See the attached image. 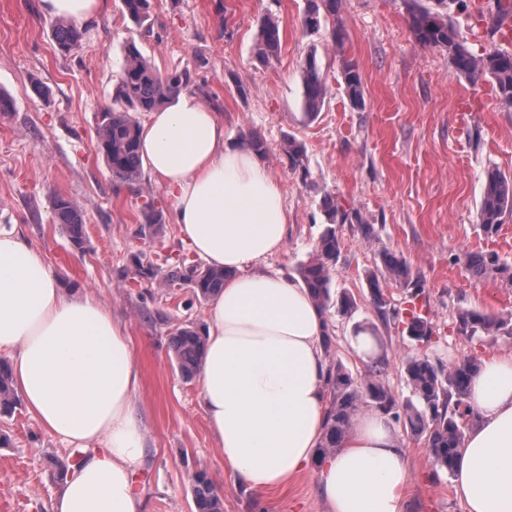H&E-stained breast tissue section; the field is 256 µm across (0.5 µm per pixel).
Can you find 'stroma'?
Segmentation results:
<instances>
[{"label": "stroma", "instance_id": "stroma-1", "mask_svg": "<svg viewBox=\"0 0 512 512\" xmlns=\"http://www.w3.org/2000/svg\"><path fill=\"white\" fill-rule=\"evenodd\" d=\"M307 0H150L149 19L135 26L121 0H104L85 22V37L71 53L58 51L53 16L41 0H0V224L16 225L70 289L88 291L126 319L142 382L135 403L148 437L145 468L136 484L146 512H194L192 477L208 474L224 494V512H326L308 467L287 488L257 496L224 466L218 443L199 406L197 381L174 365L169 336L178 325L205 329L206 301L190 284L159 287L132 278L141 254L177 261L193 258L174 221L165 189L117 181L97 148L99 112L111 103L123 51L135 40L162 72L189 70V93L222 113L231 143L255 136L260 156L281 184L288 208L282 251L266 265L297 275L329 225L326 198L358 212L361 223L336 227L339 256L333 294L356 300L349 312L326 310L332 336L330 362L363 378L367 361L352 341L357 327L376 333L387 364L381 379L398 403L411 397L402 364L426 355L442 362L466 356L508 355L512 335L459 336L456 315L475 309L512 316V211L497 234L484 233L478 208L488 170L512 173V107L496 97L489 80L456 76L448 52L415 40L404 0H342L344 48L335 51L331 22L319 31L302 26ZM280 22L276 57L254 54L263 16ZM316 55L329 87L319 112L306 114L302 64ZM355 63L362 77L363 107L344 93L341 64ZM50 92L40 98L36 86ZM304 149V170H292L288 140ZM71 199L83 217V244L73 247L52 209L55 195ZM162 211L160 235H141L146 204ZM403 256L423 292L388 281L385 309L366 285L380 268L382 251ZM493 253L500 269L482 277L460 258ZM419 298L431 322L430 341L409 336L396 312ZM409 480L404 512H466L452 477L435 468L424 437L400 426ZM61 446L25 406L0 417V512H45L57 492Z\"/></svg>", "mask_w": 512, "mask_h": 512}]
</instances>
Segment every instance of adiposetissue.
<instances>
[{
  "instance_id": "obj_1",
  "label": "adipose tissue",
  "mask_w": 512,
  "mask_h": 512,
  "mask_svg": "<svg viewBox=\"0 0 512 512\" xmlns=\"http://www.w3.org/2000/svg\"><path fill=\"white\" fill-rule=\"evenodd\" d=\"M139 136L145 173L172 198L183 241L226 273L209 299L197 372L225 467L265 494L315 460L326 512H402L408 469L389 416L357 413L342 448L317 454L327 317L307 289L264 267L286 240L280 183L255 152L227 144L222 118L195 95H172ZM0 357L39 426L84 453L48 512H144L135 476L147 438L128 324L93 294L66 293L12 225H0ZM468 403L478 423L455 463V494L467 512H512V356L482 359Z\"/></svg>"
}]
</instances>
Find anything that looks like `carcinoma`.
Returning a JSON list of instances; mask_svg holds the SVG:
<instances>
[{"instance_id": "obj_1", "label": "carcinoma", "mask_w": 512, "mask_h": 512, "mask_svg": "<svg viewBox=\"0 0 512 512\" xmlns=\"http://www.w3.org/2000/svg\"><path fill=\"white\" fill-rule=\"evenodd\" d=\"M303 27L312 32L321 27L322 19L336 17L341 0H307ZM411 17V29L416 42L422 47H444L448 50L454 72L466 79L477 82L483 78L492 80L501 103L512 106V50L490 49L477 53L467 43L459 40L449 18L405 0ZM150 0H122V10L129 19L144 25L149 16ZM512 22V0H490L486 7L478 10L476 26L486 29L490 36L501 31L504 24ZM52 36L58 49L68 53L79 45L83 32L71 21L60 19L52 28ZM280 45L279 21L264 16L259 20L255 56L262 62H269ZM342 74L349 101L356 107L364 104L363 88L357 67L350 61H342ZM189 71L161 73L141 52L135 42L124 48L122 72L115 99L101 109V120L97 127L98 149L105 158L112 175L128 184H139L142 180V161L139 155L138 128L135 114L149 113L172 94L187 86ZM303 101L307 113L320 109L328 94V87L322 76L315 55H309L302 67ZM331 227L321 236L315 256L299 267V275L314 300L324 309L332 299L331 270L336 264L339 244L334 224L347 222L363 223L359 213H350L334 200H329ZM53 209L60 223L69 232L74 246L83 243V221L79 210L70 199L58 195L53 199ZM512 210V174L506 175L492 170L486 175L479 222L487 235L498 232L505 211ZM385 273L370 271L366 284L372 300L378 307L386 306L383 285L388 279L402 281L416 288L415 295H421L420 280L412 279L406 261L394 253L382 254ZM465 267L478 276L489 268L498 266L495 254L469 253L464 257ZM135 275L168 281H189L194 293L202 299L209 298L224 286V270L186 266L176 267L165 276L154 265L137 261ZM338 309L348 312L356 305L355 298L343 293L335 299ZM459 335L470 340L481 335L500 331L512 335V325L504 319L479 310H462L456 318ZM409 336L416 341H430L433 333L427 319L417 318L408 323ZM169 346L181 375L192 379L204 353V338L193 326L181 325L173 329ZM386 359L380 358L367 370L361 382L341 364L331 366L329 405L326 432L320 453L326 455L341 447L349 432L352 418L364 399L370 400L379 410L393 419L404 418L414 435L426 436V447L433 461L448 474H453L455 460L471 421L472 412L467 405L469 387L480 363L474 358L443 364L427 356L410 357L405 361V373L412 395L419 402L407 401L398 405L396 399L380 379ZM19 405L9 373L8 364L0 359V416L12 415ZM193 501L196 512H224V497L213 481L204 472L194 475L192 482Z\"/></svg>"}]
</instances>
